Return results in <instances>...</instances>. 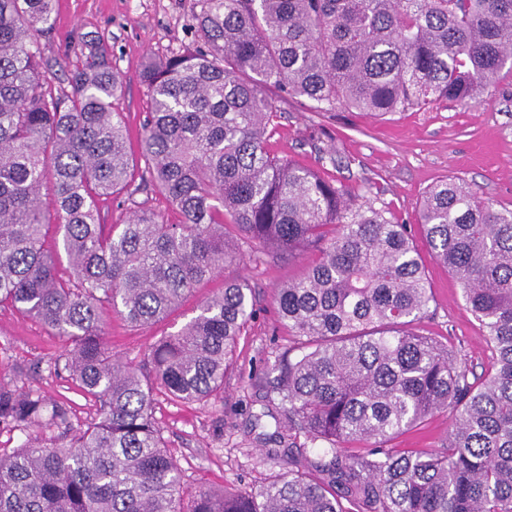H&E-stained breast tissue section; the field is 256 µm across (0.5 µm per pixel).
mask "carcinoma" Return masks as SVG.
Here are the masks:
<instances>
[{"label": "carcinoma", "mask_w": 512, "mask_h": 512, "mask_svg": "<svg viewBox=\"0 0 512 512\" xmlns=\"http://www.w3.org/2000/svg\"><path fill=\"white\" fill-rule=\"evenodd\" d=\"M53 9L0 0V307L69 341L54 367L99 418L74 429L40 390L0 384V432L25 435L0 452V512H512V209L450 177L419 211L432 256L485 330L494 373L478 383L448 347L410 329L431 297L408 226L268 149L272 89L314 112L377 119L487 102L498 75L512 73V0H203L198 46L140 68L141 170L100 39L74 45L71 91L42 74ZM150 186L179 222L142 205L122 224L99 223L101 198L124 204ZM52 233L61 254L44 248ZM245 245L316 254L276 294L302 343L278 364L272 392L288 422L266 454L285 448L290 467L258 490L188 497L152 418L153 387L112 355L103 313L132 327L164 320ZM252 312L251 289L224 279L155 342L154 380L178 401L224 393ZM443 411L452 428L441 447H391ZM35 425L64 438H32Z\"/></svg>", "instance_id": "carcinoma-1"}]
</instances>
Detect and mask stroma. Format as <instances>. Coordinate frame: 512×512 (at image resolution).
Instances as JSON below:
<instances>
[{
	"mask_svg": "<svg viewBox=\"0 0 512 512\" xmlns=\"http://www.w3.org/2000/svg\"><path fill=\"white\" fill-rule=\"evenodd\" d=\"M202 5V0H55L53 31L42 45L46 76L53 86H64L63 63L79 62L78 57H66V50L78 36H99L122 80L114 107L123 115L130 141H137L149 102L140 64L144 58H163L191 44L193 18ZM278 108L272 153L325 177L371 188L399 223L416 224L424 193L450 176L464 178L495 208L512 209L511 74L499 75L488 103L462 106L448 101L401 112L390 120L360 112L317 114L295 101L279 103ZM415 244L433 298L414 330L455 349L476 376H483L492 368L491 351L479 322L464 308L459 282L432 257L423 235H416ZM305 263L302 257L269 252L243 255L225 266L222 277L196 288L164 321L148 327L133 328L120 316L106 313L104 332L113 353L146 373L155 341L194 316L198 305L223 287L225 278L243 279L252 290L254 314L238 339L222 398L178 402L163 389L155 391L153 416L187 490L259 487L287 470L285 458L266 455L264 437L274 431L278 411L266 394L276 377L274 364L297 342L278 320L275 291ZM67 347L65 338L49 334L34 319L0 307V383L19 384L20 364L41 363L32 386L64 403L77 425L94 417L96 407L67 372L49 368ZM449 428V413L438 412L397 436L392 445L437 448Z\"/></svg>",
	"mask_w": 512,
	"mask_h": 512,
	"instance_id": "1",
	"label": "stroma"
}]
</instances>
